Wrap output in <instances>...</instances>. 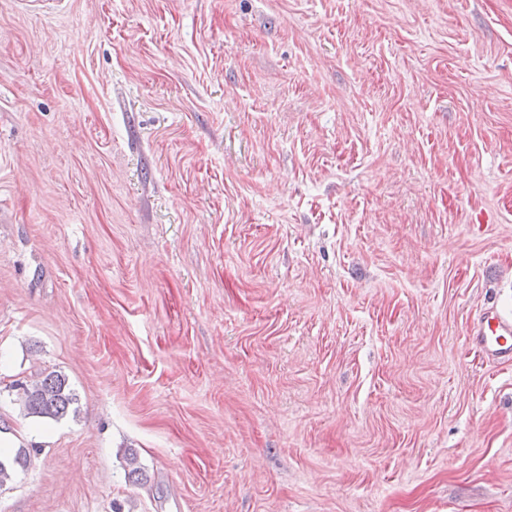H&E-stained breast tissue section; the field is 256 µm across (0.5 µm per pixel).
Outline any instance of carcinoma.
Listing matches in <instances>:
<instances>
[{"label": "carcinoma", "instance_id": "obj_1", "mask_svg": "<svg viewBox=\"0 0 512 512\" xmlns=\"http://www.w3.org/2000/svg\"><path fill=\"white\" fill-rule=\"evenodd\" d=\"M23 394L17 398L23 412L30 417L58 422L68 414H78L79 398L71 387L68 378L57 371L41 374L29 384H23ZM40 452L38 448H17L14 456L0 458V488L13 479L16 469L26 470L32 461V455ZM125 477L135 485L147 480L144 468L137 453L130 449L125 453Z\"/></svg>", "mask_w": 512, "mask_h": 512}]
</instances>
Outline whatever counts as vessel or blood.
Here are the masks:
<instances>
[{"label":"vessel or blood","mask_w":512,"mask_h":512,"mask_svg":"<svg viewBox=\"0 0 512 512\" xmlns=\"http://www.w3.org/2000/svg\"><path fill=\"white\" fill-rule=\"evenodd\" d=\"M470 347L484 361H512V314L489 305L473 320Z\"/></svg>","instance_id":"b4317fda"}]
</instances>
